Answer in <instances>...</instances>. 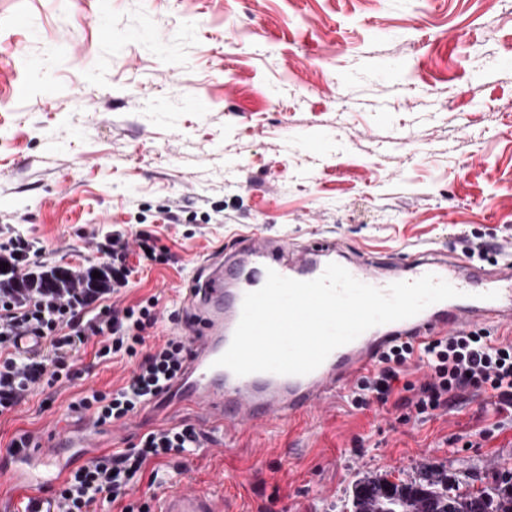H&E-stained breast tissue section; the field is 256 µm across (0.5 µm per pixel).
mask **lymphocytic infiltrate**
I'll return each mask as SVG.
<instances>
[{
	"mask_svg": "<svg viewBox=\"0 0 512 512\" xmlns=\"http://www.w3.org/2000/svg\"><path fill=\"white\" fill-rule=\"evenodd\" d=\"M133 243L140 261H159L149 233H136L131 241L125 233H113L111 287L89 293L78 289L67 297H24L0 290V416L13 412L30 390L71 384L79 375L75 356L89 346L98 363L117 357L134 363L122 387L91 389L70 403L71 412L98 427L137 415L181 374L189 342L183 336L158 339V298L125 306L119 301L133 273L127 264ZM99 297L111 300L109 314L85 317L83 308ZM20 336L38 337L40 349L18 351ZM414 367L425 370V378L409 380ZM481 394L493 398L497 412L512 415V341L469 330L392 349L356 380L348 400L359 411L391 407L398 411L399 422L407 423L451 412L460 400ZM203 445V434L190 425L150 431L137 443L96 456L70 472L54 492L55 512H97L105 503L118 512H151L149 502L133 499V489L149 466L163 465Z\"/></svg>",
	"mask_w": 512,
	"mask_h": 512,
	"instance_id": "1",
	"label": "lymphocytic infiltrate"
}]
</instances>
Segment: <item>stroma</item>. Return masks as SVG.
Wrapping results in <instances>:
<instances>
[{
    "mask_svg": "<svg viewBox=\"0 0 512 512\" xmlns=\"http://www.w3.org/2000/svg\"><path fill=\"white\" fill-rule=\"evenodd\" d=\"M16 14L24 25L8 26ZM116 230L163 253L142 265L130 248L123 304L155 296L167 313L182 308L177 285L250 231L335 235L376 255L512 248V7L0 0V245L77 267L105 262ZM76 367L72 385L0 417V448L82 428L71 400L131 371L88 350ZM184 423L206 429L193 409L144 410L94 429L93 452ZM207 431L163 474L223 494L229 512H349L367 473L396 482L435 466L479 489L512 470V417L487 395L401 424L339 394L263 434Z\"/></svg>",
    "mask_w": 512,
    "mask_h": 512,
    "instance_id": "35a3bbf8",
    "label": "stroma"
}]
</instances>
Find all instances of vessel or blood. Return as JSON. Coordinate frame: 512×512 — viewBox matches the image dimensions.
Returning a JSON list of instances; mask_svg holds the SVG:
<instances>
[{
	"mask_svg": "<svg viewBox=\"0 0 512 512\" xmlns=\"http://www.w3.org/2000/svg\"><path fill=\"white\" fill-rule=\"evenodd\" d=\"M344 267L353 277L379 289L399 281L432 274L459 290V297L426 307L417 315L372 327L335 349L313 372L302 375L253 373L235 375L217 366L228 349L241 316L246 293L260 289L268 271L300 281L321 276L328 264ZM191 338L182 375L169 395L177 406H193L207 425L231 430H260L276 421L293 420L322 408L356 375L372 369L395 344L422 343L434 336L469 330L476 325L512 329V252L498 249L491 264L447 252L426 250L402 257L358 254L335 237H316L301 244L253 232L208 265L202 282L179 286ZM496 299H488V292ZM68 431L57 433L52 445L18 448L0 454V469L15 493L27 498L25 512H44L41 490L56 484L77 461ZM222 496L189 486L165 491L156 512H224Z\"/></svg>",
	"mask_w": 512,
	"mask_h": 512,
	"instance_id": "1",
	"label": "vessel or blood"
}]
</instances>
